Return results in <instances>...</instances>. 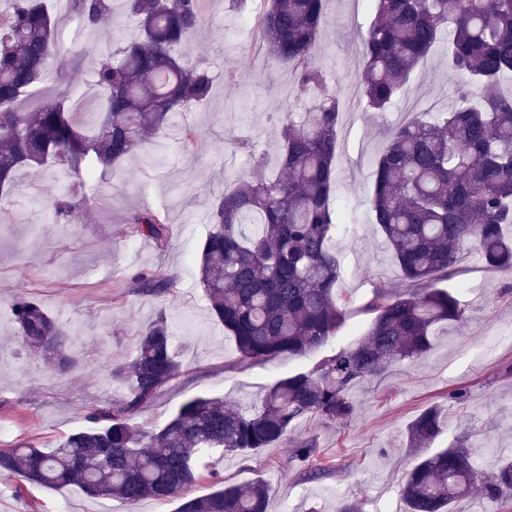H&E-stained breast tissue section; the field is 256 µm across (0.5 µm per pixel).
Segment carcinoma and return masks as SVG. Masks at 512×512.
Here are the masks:
<instances>
[{
	"mask_svg": "<svg viewBox=\"0 0 512 512\" xmlns=\"http://www.w3.org/2000/svg\"><path fill=\"white\" fill-rule=\"evenodd\" d=\"M0 12V200L16 189L21 168L48 165L68 170L72 181L54 198L55 221L85 209V183L97 167L110 169L166 131L169 119L207 101L212 75L191 64L181 49L201 27L198 0H122L140 30L138 40L96 58L94 86L105 112L85 133L71 118L68 95L22 103L37 93L58 64V22L42 0H10ZM85 27L112 15V0H71ZM374 18L361 35L360 81L366 111L381 118L400 96L419 64L441 47L448 69L461 80L455 106L437 118L412 111L393 127L375 161L370 198L376 224L406 293H375L357 311L372 316L362 340L312 368L278 380L260 405L245 411L222 397L184 401L159 428L134 426L133 415L151 406L162 388L184 374L171 348L165 319L141 334L134 359L112 370L127 383L126 397L95 406L92 426L73 432L50 451L28 444L0 448V472L50 489L77 486L102 499L128 505L145 499L176 502L175 512H268L270 489L218 480L219 488L191 497L188 490L211 459L229 453L251 457L266 448L291 447L290 462L302 476L318 470V448L298 436L312 418L345 424L358 411L350 390L384 373L393 363L427 354L436 330L458 321L457 296L435 287L467 251L488 267L512 274V0H372ZM326 0H267L258 19V49L288 69L299 98L300 119L275 117L281 174H267L264 155L248 140L237 148L253 159L252 171L214 204L213 229L199 257V284L213 317L248 366L301 358L343 326L351 302L339 293L334 208L339 87L313 65ZM133 233L169 242L158 212L135 213ZM143 295L169 291L174 283L155 271L132 280ZM26 346L49 354L61 370L66 332L33 297L12 306ZM442 433L436 405L408 424L406 447L416 456L402 484L406 512H454L479 490L492 504L512 502V460L477 475L465 440L427 455L421 450Z\"/></svg>",
	"mask_w": 512,
	"mask_h": 512,
	"instance_id": "obj_1",
	"label": "carcinoma"
}]
</instances>
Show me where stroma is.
Listing matches in <instances>:
<instances>
[{"instance_id":"obj_1","label":"stroma","mask_w":512,"mask_h":512,"mask_svg":"<svg viewBox=\"0 0 512 512\" xmlns=\"http://www.w3.org/2000/svg\"><path fill=\"white\" fill-rule=\"evenodd\" d=\"M204 24L185 46L189 61H206L214 78L212 96L202 105L175 113L167 133L146 154L127 158L118 169L86 184L92 203L75 221L54 223L50 203L69 181L68 171L21 170L18 187L0 204V425L10 428L5 444L55 447L64 436L87 427L90 409L118 401L127 387L111 374L129 362L139 333L165 318L173 347L186 373L166 386L154 404L132 418L133 424L161 426L188 396H225L241 407L257 405L264 392L284 376L313 367L337 350L355 345L370 319L349 314L338 334L301 359L236 364L233 339L213 319L199 285L195 260L211 229L209 214L225 187L252 161L235 150L232 137L251 139L268 160L279 151L275 113L302 112L286 69L272 66L255 45L256 20L265 0H251L248 13L207 0ZM372 20L369 0H328L327 24L319 40L317 66L340 86L341 122L337 137L335 206L340 267L338 286L353 302L382 291L396 296L407 285L372 220L369 200L374 163L386 143L385 126L399 123L410 105L422 112H445L456 100L457 78L441 53L420 65L404 93L392 104L386 125L373 122L355 97L363 66L359 38ZM134 24L105 21L80 29L71 21L61 36V79L45 85L48 93L66 87L80 98V127L91 128L102 110L93 85L90 59L136 38ZM236 70L237 83L225 71ZM199 142L185 152L184 128ZM136 211L166 215L170 239L158 249L132 235L128 219ZM477 253L463 254L461 273L442 280L456 291L464 309L461 321L440 329L432 350L421 360L396 363L375 379L358 385L354 421L329 425L313 419L302 424L328 471L316 479L298 476L289 448L279 445L260 455L235 454L216 460L217 477L232 483H269V512H338L356 500L361 512H404L400 482L414 459L405 447L406 427L424 408L439 405L443 432L433 450L447 447L469 429L479 472L488 473L512 457V278L490 273L478 278ZM154 270L173 280L171 291L137 294L133 276ZM32 296L65 327L63 352L73 361L65 372L45 356L28 351L15 334L11 306ZM464 391L463 400L452 399ZM14 477L0 474V512H173L174 503L150 499L130 506L119 499L92 498L78 487L54 490L26 486L15 494Z\"/></svg>"}]
</instances>
